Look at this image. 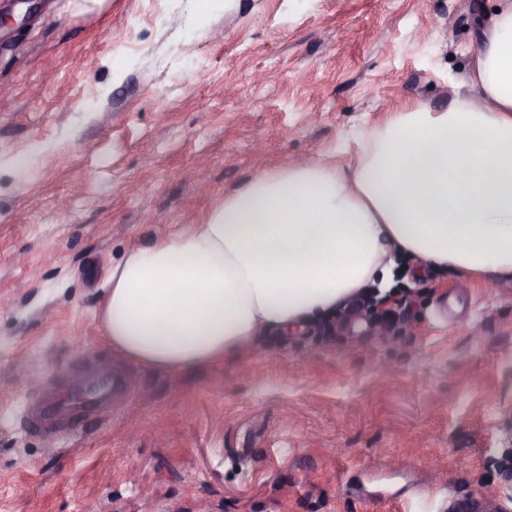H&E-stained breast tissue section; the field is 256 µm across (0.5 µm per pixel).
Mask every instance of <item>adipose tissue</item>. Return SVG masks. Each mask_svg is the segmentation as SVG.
Wrapping results in <instances>:
<instances>
[{
	"mask_svg": "<svg viewBox=\"0 0 512 512\" xmlns=\"http://www.w3.org/2000/svg\"><path fill=\"white\" fill-rule=\"evenodd\" d=\"M396 251L512 279V0L483 25L445 110L404 104L361 133L348 167L318 156L263 171L203 223L131 249L107 278L105 339L192 374L386 280Z\"/></svg>",
	"mask_w": 512,
	"mask_h": 512,
	"instance_id": "obj_1",
	"label": "adipose tissue"
}]
</instances>
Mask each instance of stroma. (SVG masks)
I'll use <instances>...</instances> for the list:
<instances>
[{"mask_svg":"<svg viewBox=\"0 0 512 512\" xmlns=\"http://www.w3.org/2000/svg\"><path fill=\"white\" fill-rule=\"evenodd\" d=\"M496 0H0V512H512V281L399 256L380 301L193 375L113 352L114 263L260 172L447 107ZM142 389L26 428L88 358Z\"/></svg>","mask_w":512,"mask_h":512,"instance_id":"1","label":"stroma"}]
</instances>
